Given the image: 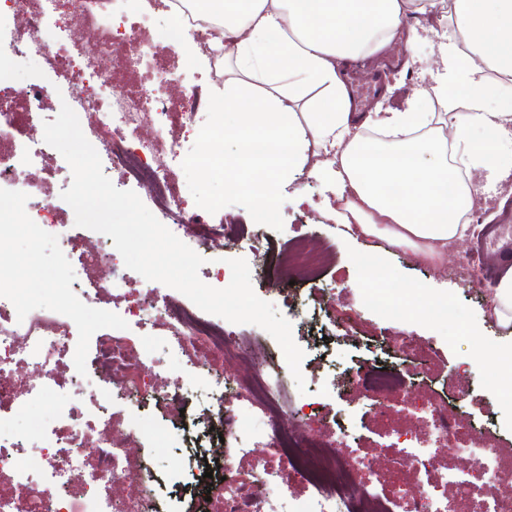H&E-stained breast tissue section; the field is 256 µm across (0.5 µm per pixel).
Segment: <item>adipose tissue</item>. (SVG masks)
<instances>
[{"label":"adipose tissue","instance_id":"obj_1","mask_svg":"<svg viewBox=\"0 0 512 512\" xmlns=\"http://www.w3.org/2000/svg\"><path fill=\"white\" fill-rule=\"evenodd\" d=\"M414 0H202L224 13V97L233 114L224 136L268 132L284 154L237 160L225 177L264 210L278 186L304 169L327 183L330 214L357 235L380 236L421 258L442 259L464 241L465 217L484 189L461 168L487 181L512 175V0H431L440 42L433 90L440 102L462 97L454 115L425 110V90L405 108L353 110L349 63L413 43L403 18Z\"/></svg>","mask_w":512,"mask_h":512}]
</instances>
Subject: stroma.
I'll return each mask as SVG.
<instances>
[{
  "label": "stroma",
  "mask_w": 512,
  "mask_h": 512,
  "mask_svg": "<svg viewBox=\"0 0 512 512\" xmlns=\"http://www.w3.org/2000/svg\"><path fill=\"white\" fill-rule=\"evenodd\" d=\"M415 27L423 32L416 43L395 45L384 55L352 65L349 69L351 85L388 86L390 93L386 104L392 108L403 107L415 87H431L425 60L435 51L438 39L425 32L423 22H416ZM0 65L11 68L18 82H36L48 89L49 96L39 119L54 121L61 108L58 91L65 88L64 79L37 70L9 47L0 49ZM223 124V114L215 112L201 114L189 127L173 123L171 133L182 139L184 158L176 165L166 156L157 157L156 162L172 167L186 206L206 213L210 223H223L228 215L240 217L264 232L279 249L288 248L304 238L333 246V262L319 276L296 287L297 299L303 304L301 314L290 319L296 344L304 350L314 347L320 335L324 321L315 316V304L332 300L337 306L357 309L360 313L359 336L383 340L405 335L412 337L415 345L431 350L426 365L388 358L383 366L402 370L411 386L409 400L422 403L436 393L448 392L452 407L467 420L468 429L449 441L447 447L439 449L440 467L468 466V459L458 453L462 447H477L486 442L493 447L512 448V404L490 388L498 365L492 361L477 364L472 356L474 347L500 345L512 331L494 320L481 318L482 311L488 308L493 281L479 273L474 282L468 283L453 273L454 268L467 259L469 243L449 245L444 261L435 266L421 261L411 250L389 247L380 237H362L355 243L347 241L345 227L327 219L321 210V202L329 193L328 186L306 171L296 174L292 181L281 183L278 201L272 210H259L249 194L224 190L225 162L238 155L237 141H224L207 167L200 168L194 163L195 156L202 152L209 137ZM33 176L43 197L53 203L60 223L65 224L71 234L82 236L86 246L99 244L98 232L76 226L72 208L61 197L71 184L72 173L56 149H49L45 169L34 171ZM476 213L480 225L473 237L477 240L485 235L488 226L512 221V179L492 187L477 206ZM9 249L19 258L30 261L36 269L35 274L20 283V296L37 298L50 314L62 312L73 304L72 285H83L111 273L107 266L81 267L67 256L56 239L48 237L40 244H33L21 229L13 233ZM377 252L384 253L387 268L401 282L433 281L447 289L451 300L449 317L443 319L423 314L419 306L390 290L386 281L369 277L360 258ZM114 305L111 297H104L76 324L74 339L83 351L82 361L61 365L57 371L58 381L68 393L76 379H83L87 389L104 393L102 406L109 413L126 420L139 418L150 422L153 433L141 441L130 442L129 448L147 467L160 512H205V480L200 466L204 450L197 429L192 425L197 409L190 405L183 416L173 415L154 400L139 395H120L118 385L94 374L96 339L112 329L111 323L103 321L101 315L111 311ZM125 331L136 349L151 350L161 358L164 368L154 381L157 392L168 390L177 376L207 382L206 367L192 366L186 356L169 350L163 324L143 327L129 322ZM367 355L365 348L351 342L346 328L340 327L328 346L322 369L305 363L301 371L304 379L318 378L317 389L323 411L329 418L343 421L348 429L349 445L374 457L383 466L387 463V454L381 445L386 441L387 432L414 436L420 434L421 424L403 411L389 419L375 414L364 390L355 383L357 370ZM36 418L53 422V401L34 405L26 412L1 421L0 436L21 441L24 450L44 455L38 437L29 432L30 424Z\"/></svg>",
  "instance_id": "stroma-1"
}]
</instances>
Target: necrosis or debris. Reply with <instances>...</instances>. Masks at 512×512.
<instances>
[{"instance_id":"4bbe7bcc","label":"necrosis or debris","mask_w":512,"mask_h":512,"mask_svg":"<svg viewBox=\"0 0 512 512\" xmlns=\"http://www.w3.org/2000/svg\"><path fill=\"white\" fill-rule=\"evenodd\" d=\"M24 27L16 50L29 63L46 68L68 82L67 104L75 113H93V133L98 134L100 151L113 169L138 188L144 201L166 220L177 237L192 236L198 245L221 243L225 249L252 255V273L266 280L271 269L285 277L312 274L332 258L331 246L306 249L296 245L276 252L269 240L238 218L209 223L200 213L187 212L182 193L169 169L155 166L156 156L171 161L183 157V143L171 136L173 119L194 122L211 111L212 101L198 88H191L179 101H171L166 88L173 70L166 63L163 42H147L142 22L124 29L113 26L120 0H22ZM169 19L168 37L190 38L201 49L213 80L224 78V53L212 41L224 31L223 14L202 10L196 0H150ZM93 32V50L79 48L81 32ZM109 69H102V61ZM126 87L125 94L112 93L113 84ZM44 86L30 83L20 87L12 79L0 78V189L11 190V205L18 211L52 212V204L34 196L26 178L46 155L44 139L34 137L37 114L32 106L46 96ZM155 129L144 140V124ZM10 224H0V412L22 410L26 403L56 399V373L65 360H77L80 348L74 340L76 315L98 304L106 295L119 296L126 273L123 259L98 247L85 252L75 236L63 225L45 222L28 224L33 241L55 234L63 249L87 265L108 264L109 278L77 289V303L64 316L45 314L38 301L21 300L12 289L21 270V259L7 252L3 243L13 233ZM125 320L143 325L162 321L168 331L170 348L182 353H199L209 363L229 360L253 362L255 369L245 377L215 375L202 401L207 418L215 419L223 436L234 439L235 455L224 452L222 444H210L213 455L222 456L228 480L212 489L223 512H512V494L478 498V483L495 485L512 479V451L497 447L466 449L474 463L470 470H442L436 451L444 447L456 420L448 416V405L436 399L410 410L422 420L424 437H408L392 444L393 473L412 471L418 479L414 493L388 490V473L373 460L349 447L339 435V425L327 428L325 437L314 439L283 421L289 403L287 363L282 350H268L261 338H247L237 327H219L189 313L184 306L161 297L158 289L145 293L142 307L125 309ZM146 358L135 351L129 337L112 331L96 340V369L112 376L126 388L144 395L154 391L143 368ZM38 371L41 381L17 396L10 386L16 366ZM262 406L266 421L258 432L241 425L243 416ZM34 433L53 447L49 457H31L20 450L0 446V470L15 473L11 494H0V512H64L60 495L72 481H79L86 495L80 512H114L110 488L118 480H134L140 466L123 444L103 437L95 419L85 415L73 402L58 401L56 422L46 425L35 420ZM264 447L258 471L236 469V456H252ZM310 487L308 502H290L289 482Z\"/></svg>"}]
</instances>
